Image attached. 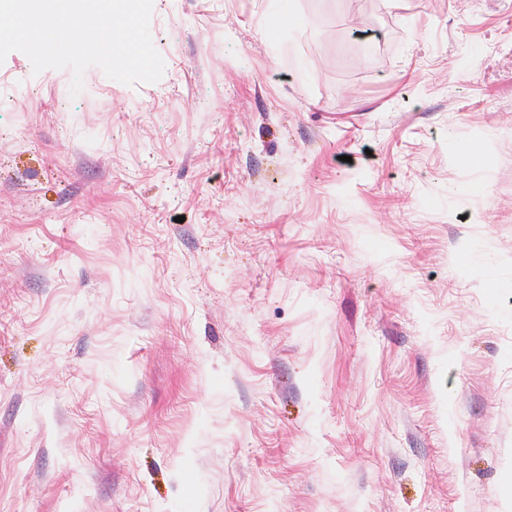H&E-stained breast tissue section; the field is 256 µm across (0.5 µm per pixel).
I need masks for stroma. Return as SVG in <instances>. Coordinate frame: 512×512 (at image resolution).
<instances>
[{"label": "stroma", "instance_id": "1", "mask_svg": "<svg viewBox=\"0 0 512 512\" xmlns=\"http://www.w3.org/2000/svg\"><path fill=\"white\" fill-rule=\"evenodd\" d=\"M273 7L0 65V512H512V0Z\"/></svg>", "mask_w": 512, "mask_h": 512}]
</instances>
